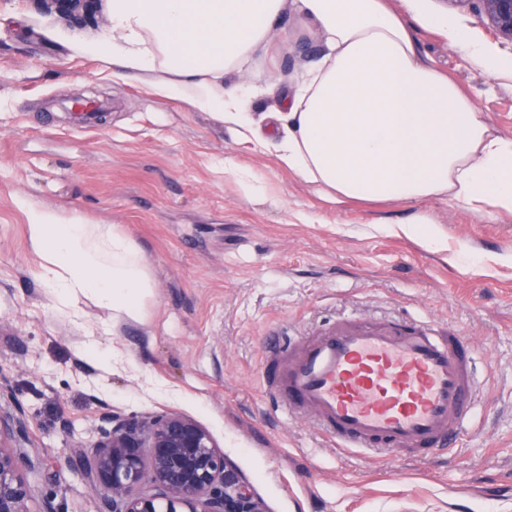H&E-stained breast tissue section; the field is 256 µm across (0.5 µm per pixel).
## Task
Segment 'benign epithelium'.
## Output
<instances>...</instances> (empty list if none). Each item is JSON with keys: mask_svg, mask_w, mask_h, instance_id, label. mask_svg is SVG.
Here are the masks:
<instances>
[{"mask_svg": "<svg viewBox=\"0 0 512 512\" xmlns=\"http://www.w3.org/2000/svg\"><path fill=\"white\" fill-rule=\"evenodd\" d=\"M99 0H39L42 9L82 26ZM472 4L493 31L512 42V0H448ZM89 454L75 466L101 500V512H267L248 481L221 453L207 428L176 412L130 420L112 415ZM24 421L0 404V512H30L33 491L20 473V459L40 464L25 451ZM149 449L144 459L141 449Z\"/></svg>", "mask_w": 512, "mask_h": 512, "instance_id": "obj_1", "label": "benign epithelium"}]
</instances>
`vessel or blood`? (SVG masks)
<instances>
[{
    "mask_svg": "<svg viewBox=\"0 0 512 512\" xmlns=\"http://www.w3.org/2000/svg\"><path fill=\"white\" fill-rule=\"evenodd\" d=\"M269 352L264 382L288 414L357 452L453 448L479 395L467 337L408 318L341 317Z\"/></svg>",
    "mask_w": 512,
    "mask_h": 512,
    "instance_id": "1",
    "label": "vessel or blood"
}]
</instances>
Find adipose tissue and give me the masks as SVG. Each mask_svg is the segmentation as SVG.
<instances>
[{
	"mask_svg": "<svg viewBox=\"0 0 512 512\" xmlns=\"http://www.w3.org/2000/svg\"><path fill=\"white\" fill-rule=\"evenodd\" d=\"M318 32L322 54L276 113L271 138L251 104L260 88L225 85L269 49L287 11ZM110 26L73 47L121 78L181 98L273 150L280 165L330 199L415 204L445 196L473 212L512 213V138L420 54L417 30L450 35L485 73L512 76L449 26L427 0H108ZM30 245L63 306L89 295L116 317L139 319L152 294L141 249L109 224L30 208Z\"/></svg>",
	"mask_w": 512,
	"mask_h": 512,
	"instance_id": "adipose-tissue-1",
	"label": "adipose tissue"
}]
</instances>
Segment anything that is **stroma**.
<instances>
[{
  "mask_svg": "<svg viewBox=\"0 0 512 512\" xmlns=\"http://www.w3.org/2000/svg\"><path fill=\"white\" fill-rule=\"evenodd\" d=\"M504 61L512 42L474 11L430 0ZM67 28L31 0H0V383L20 408L32 453L22 467L30 512H98L71 464L112 414L174 410L206 426L268 512H512V214L481 216L445 197L413 206L340 203L259 153L187 101L113 78L70 46L106 30ZM422 53L512 137V77L473 67L446 37L418 31ZM271 52L230 75L296 84L321 53L287 12ZM100 105L86 129L72 105ZM254 172L245 195L225 160ZM111 224L139 246L153 293L138 321L80 297L59 308L41 277L29 207ZM424 211L447 250L428 249L399 222ZM398 315L459 331L477 362L481 397L454 452L361 454L333 447L315 424L277 409L262 372L267 333H299L341 315ZM111 353L104 369L91 350Z\"/></svg>",
  "mask_w": 512,
  "mask_h": 512,
  "instance_id": "35a3bbf8",
  "label": "stroma"
}]
</instances>
